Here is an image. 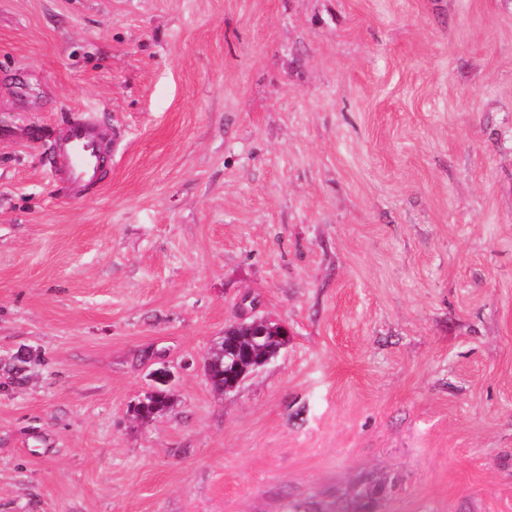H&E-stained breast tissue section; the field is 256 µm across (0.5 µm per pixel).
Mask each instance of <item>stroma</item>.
<instances>
[{
	"instance_id": "obj_1",
	"label": "stroma",
	"mask_w": 512,
	"mask_h": 512,
	"mask_svg": "<svg viewBox=\"0 0 512 512\" xmlns=\"http://www.w3.org/2000/svg\"><path fill=\"white\" fill-rule=\"evenodd\" d=\"M86 113L118 146L65 201ZM247 295L288 345L220 394ZM369 483L512 512V0H0V512ZM106 156L105 137L89 115L68 123L51 141L45 165L62 196L79 198L97 188Z\"/></svg>"
}]
</instances>
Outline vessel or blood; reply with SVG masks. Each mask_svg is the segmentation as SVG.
I'll return each instance as SVG.
<instances>
[{"label":"vessel or blood","mask_w":512,"mask_h":512,"mask_svg":"<svg viewBox=\"0 0 512 512\" xmlns=\"http://www.w3.org/2000/svg\"><path fill=\"white\" fill-rule=\"evenodd\" d=\"M106 156L105 137L86 116L68 123L51 141L45 165L62 196L79 198L97 188Z\"/></svg>","instance_id":"vessel-or-blood-1"}]
</instances>
